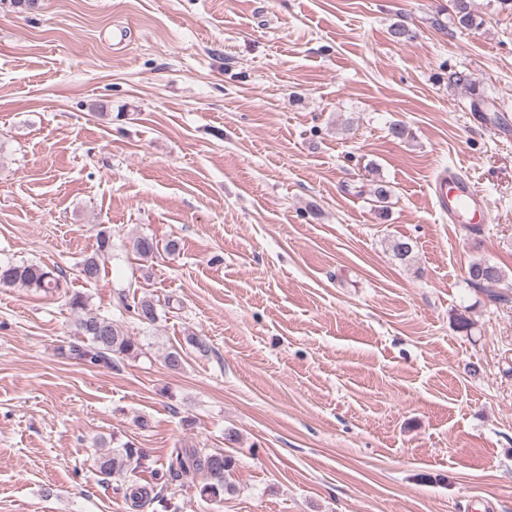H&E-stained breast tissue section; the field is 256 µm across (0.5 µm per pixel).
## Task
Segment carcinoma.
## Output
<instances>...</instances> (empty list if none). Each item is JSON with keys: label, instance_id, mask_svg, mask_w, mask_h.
I'll use <instances>...</instances> for the list:
<instances>
[{"label": "carcinoma", "instance_id": "1", "mask_svg": "<svg viewBox=\"0 0 512 512\" xmlns=\"http://www.w3.org/2000/svg\"><path fill=\"white\" fill-rule=\"evenodd\" d=\"M453 10L457 23L465 28L475 24L471 0H453ZM112 246L110 234L102 230L98 235L97 253L85 258L81 269L88 272L87 280L98 278L100 274L99 255ZM467 282L475 288H489L506 279L504 271L484 259L472 261L468 266ZM63 273L37 263L0 265V284L4 286L20 285L46 293L57 292L63 288ZM71 310L77 314L76 327L78 337L69 346V355L92 365L110 364L113 357H130L137 354L136 339L123 331L114 320L87 309V300L80 293L69 298ZM124 308L145 323H154L158 319L156 304L146 298H132L123 302ZM145 454L132 443L113 452L100 454L96 465L104 475L119 474L126 476L124 484L132 506L140 508L146 504H157L162 512H173L174 504L167 497L169 484L192 483L197 475H204L200 487L201 496L215 502L224 501V493L231 491L226 482V473L232 466V459L221 449L204 451L200 448H175L172 450L167 468L162 473H154V482L150 487L142 486L134 479L137 469L143 467Z\"/></svg>", "mask_w": 512, "mask_h": 512}]
</instances>
